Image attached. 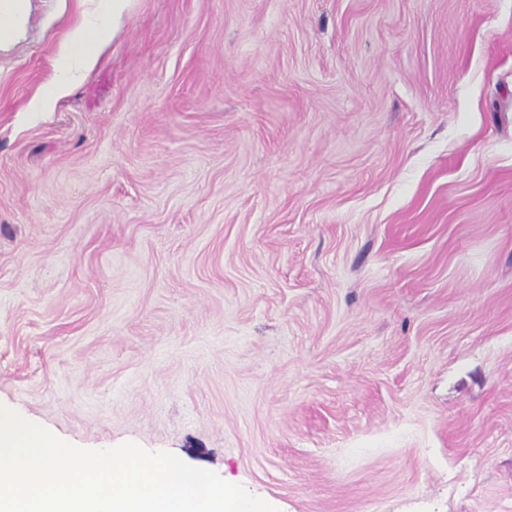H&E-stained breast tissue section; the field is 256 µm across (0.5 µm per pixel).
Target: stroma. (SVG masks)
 <instances>
[{"label": "stroma", "instance_id": "obj_1", "mask_svg": "<svg viewBox=\"0 0 512 512\" xmlns=\"http://www.w3.org/2000/svg\"><path fill=\"white\" fill-rule=\"evenodd\" d=\"M93 0L0 41V403L278 512H512V0ZM131 0H97L81 23L68 34L60 50L53 80L30 106L31 112H49L96 63L100 50L121 24Z\"/></svg>", "mask_w": 512, "mask_h": 512}]
</instances>
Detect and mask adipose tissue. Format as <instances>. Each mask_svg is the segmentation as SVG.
I'll list each match as a JSON object with an SVG mask.
<instances>
[{
	"instance_id": "ef3b65f1",
	"label": "adipose tissue",
	"mask_w": 512,
	"mask_h": 512,
	"mask_svg": "<svg viewBox=\"0 0 512 512\" xmlns=\"http://www.w3.org/2000/svg\"><path fill=\"white\" fill-rule=\"evenodd\" d=\"M131 0H96L81 23L68 34L52 81L30 106L31 111H50L96 63L100 50L121 24Z\"/></svg>"
}]
</instances>
